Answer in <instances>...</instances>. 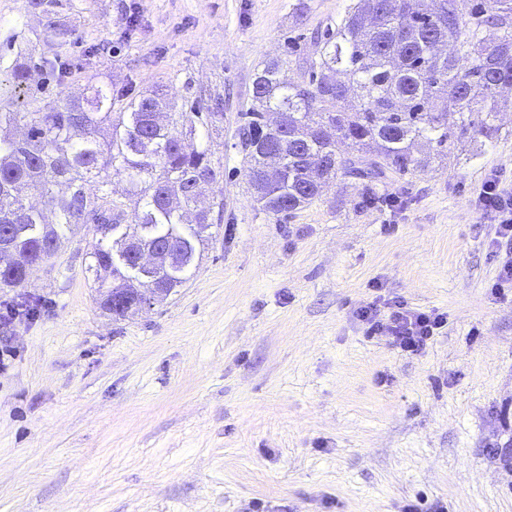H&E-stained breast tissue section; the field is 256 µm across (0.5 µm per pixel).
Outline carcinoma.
Listing matches in <instances>:
<instances>
[{"label":"carcinoma","instance_id":"obj_1","mask_svg":"<svg viewBox=\"0 0 512 512\" xmlns=\"http://www.w3.org/2000/svg\"><path fill=\"white\" fill-rule=\"evenodd\" d=\"M350 0L318 41L317 58L298 80L277 59L255 74L252 107L242 113L241 147L260 209L279 216L320 198L337 174L364 183L367 197L393 175L424 170L447 155L456 132L491 141L498 90L512 87V0ZM35 40L54 48L36 65L44 80L72 72L66 52L78 30L46 8ZM440 41L453 45L440 54ZM0 66V288H19L29 271L58 252L75 224L94 225L92 271L100 288L182 287L196 269L224 202L197 206L192 182L224 176L207 140L224 130V104L199 87L189 109L164 85L130 98L119 111L112 85L98 80L78 97L37 106L27 94L21 56ZM351 152L336 153V141ZM122 197L139 207L128 214ZM95 183L97 191L86 186ZM35 191L41 205L30 203ZM128 224L159 257L143 279L113 263L112 225Z\"/></svg>","mask_w":512,"mask_h":512}]
</instances>
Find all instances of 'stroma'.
Listing matches in <instances>:
<instances>
[{"label": "stroma", "mask_w": 512, "mask_h": 512, "mask_svg": "<svg viewBox=\"0 0 512 512\" xmlns=\"http://www.w3.org/2000/svg\"><path fill=\"white\" fill-rule=\"evenodd\" d=\"M349 0H56L72 80L132 97L224 98L223 200L197 269L142 313L98 305L92 225L23 288H0V512H512V290L478 197L512 190V91L498 139L465 137L376 203L337 176L285 217L254 202L238 130L263 61L300 78ZM43 14L0 0V56ZM444 314L405 355L355 312L377 296ZM36 304L34 315H10Z\"/></svg>", "instance_id": "1"}]
</instances>
